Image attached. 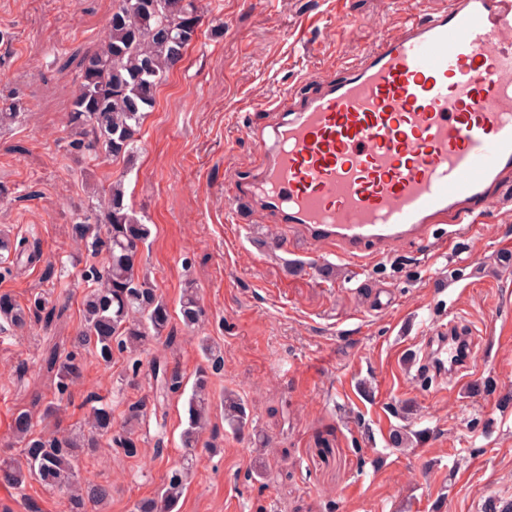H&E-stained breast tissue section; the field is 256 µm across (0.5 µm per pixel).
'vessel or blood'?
I'll return each mask as SVG.
<instances>
[{
  "instance_id": "vessel-or-blood-1",
  "label": "vessel or blood",
  "mask_w": 512,
  "mask_h": 512,
  "mask_svg": "<svg viewBox=\"0 0 512 512\" xmlns=\"http://www.w3.org/2000/svg\"><path fill=\"white\" fill-rule=\"evenodd\" d=\"M397 24L334 68L280 89L248 128L254 162L238 198L356 272L397 247L453 245L489 214L512 222V0H406ZM476 339L455 319L427 334L417 377L461 383Z\"/></svg>"
}]
</instances>
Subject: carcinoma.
Returning <instances> with one entry per match:
<instances>
[{"mask_svg": "<svg viewBox=\"0 0 512 512\" xmlns=\"http://www.w3.org/2000/svg\"><path fill=\"white\" fill-rule=\"evenodd\" d=\"M204 23L200 0H116L103 43L78 61L80 74L70 102V125L74 130L71 147L93 160L105 157L131 161L143 122L156 104L158 88L199 38ZM24 110L18 96L1 97L0 126L15 121ZM89 199L88 207L95 220L73 224L72 236L88 254L105 253L106 263H87L80 272L87 291L82 326L71 350L62 353L53 349L44 358L47 372L56 379L60 400L82 375L83 353L109 365L116 351L135 355L152 340L162 338L168 346L177 340L167 302L154 283L139 273L138 246L147 239L149 228L127 203L123 179L114 178ZM1 257L8 263L5 271L10 273L40 258V251L31 248L25 238L15 241L0 234ZM63 312L60 307L49 306L41 294L25 305L1 294L0 331L5 323L21 327L34 316L49 322ZM180 312L187 328H198L204 321L197 290L191 285L184 289ZM200 348L208 368L196 378L187 402V422L180 436L183 465L168 470L158 492L140 500L135 512H175L189 465L197 458L211 412L208 377L223 369V359L208 337H201ZM151 372L155 407L185 393L184 377L167 361L154 360ZM85 403L90 405L91 425L78 435L38 434L29 411L15 414L12 432L21 444L23 461L1 450L0 481L22 487L36 480L62 492L67 512H93L108 500L112 496L111 485H83L76 479V470L81 462L94 456L104 436L110 437L112 446L125 457H139L142 439L138 427L146 404L142 400L127 402L121 428L116 431L109 404L92 393ZM221 407L232 431L239 432L246 426L247 408L241 397L227 393Z\"/></svg>", "mask_w": 512, "mask_h": 512, "instance_id": "cac0c4a2", "label": "carcinoma"}]
</instances>
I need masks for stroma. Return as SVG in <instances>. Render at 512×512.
<instances>
[{"label": "stroma", "mask_w": 512, "mask_h": 512, "mask_svg": "<svg viewBox=\"0 0 512 512\" xmlns=\"http://www.w3.org/2000/svg\"><path fill=\"white\" fill-rule=\"evenodd\" d=\"M113 0H0V91L19 93L27 112L0 128V232L30 236L43 256L0 277V294L19 303L45 294L64 306L52 325L31 321L0 333V448L12 443L14 414L30 410L36 432L85 425L95 391L122 411L123 401L152 403L148 365L167 358L193 383L209 336L224 359L210 379L209 429L216 453L202 454L177 512H485L489 498L512 500V223L487 217L451 251L426 254L403 246L365 279L309 269L313 257L296 233L270 249L272 224L248 205L224 221V184L247 170L254 149L244 133L263 123L268 101L299 84L312 68L335 66L336 44L315 17L344 11L385 19L384 0H203L209 28L156 95L129 167L89 161L70 147L69 106L81 55L103 39ZM296 34L285 42L284 31ZM123 175L126 197L150 234L139 246L142 268L167 302L177 342H156L139 355L126 383L128 358L111 365L85 356L71 396L58 400L40 368L52 346L67 347L82 323L87 259L71 236L93 188ZM305 264L287 273L286 263ZM66 266L61 278L47 264ZM205 311L202 332L179 323L186 281ZM459 317L477 346L466 390L437 389L399 362L430 332L439 314ZM245 401L240 433L224 423V392ZM59 401L57 420L40 421ZM185 400L167 404L165 451L155 458L154 416L141 427L142 453L128 459L109 441L83 462L82 479L111 483L96 512H134L179 463ZM411 438L388 447L391 429ZM66 512L63 493L32 481L0 482V512Z\"/></svg>", "instance_id": "35a3bbf8"}]
</instances>
